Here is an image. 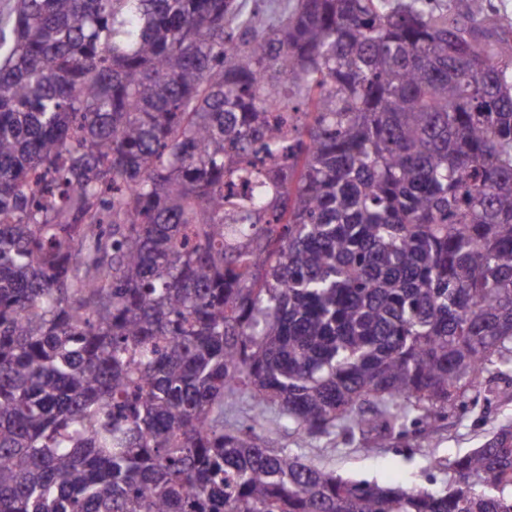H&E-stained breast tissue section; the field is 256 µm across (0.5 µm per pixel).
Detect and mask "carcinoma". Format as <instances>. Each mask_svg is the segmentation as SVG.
<instances>
[{
  "mask_svg": "<svg viewBox=\"0 0 512 512\" xmlns=\"http://www.w3.org/2000/svg\"><path fill=\"white\" fill-rule=\"evenodd\" d=\"M455 2L15 0L0 512H512L511 424L443 492L257 434L385 448L512 369V58Z\"/></svg>",
  "mask_w": 512,
  "mask_h": 512,
  "instance_id": "obj_1",
  "label": "carcinoma"
}]
</instances>
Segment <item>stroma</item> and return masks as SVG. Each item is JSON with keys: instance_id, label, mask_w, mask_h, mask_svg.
Returning <instances> with one entry per match:
<instances>
[{"instance_id": "stroma-1", "label": "stroma", "mask_w": 512, "mask_h": 512, "mask_svg": "<svg viewBox=\"0 0 512 512\" xmlns=\"http://www.w3.org/2000/svg\"><path fill=\"white\" fill-rule=\"evenodd\" d=\"M511 422L512 373L492 380L479 402L459 399L437 432L409 436L395 447L367 453L339 433L310 440L285 429L273 413L268 414L262 434L277 447L345 478L438 491L448 485L450 459L481 446Z\"/></svg>"}]
</instances>
